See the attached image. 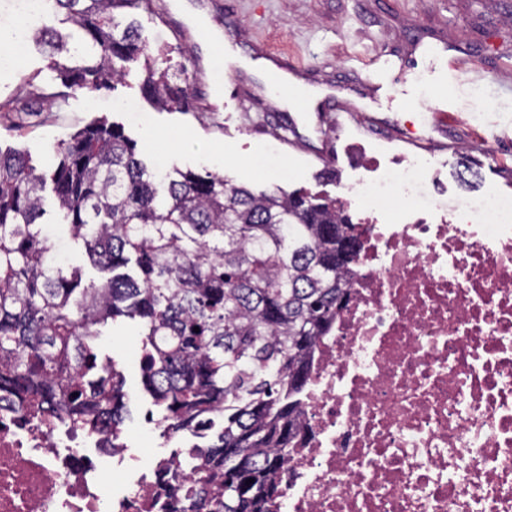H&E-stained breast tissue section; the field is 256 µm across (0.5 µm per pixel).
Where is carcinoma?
<instances>
[{
  "instance_id": "obj_1",
  "label": "carcinoma",
  "mask_w": 512,
  "mask_h": 512,
  "mask_svg": "<svg viewBox=\"0 0 512 512\" xmlns=\"http://www.w3.org/2000/svg\"><path fill=\"white\" fill-rule=\"evenodd\" d=\"M150 4L51 0L48 23L28 37L70 89L113 88L142 58L144 93L188 107L185 67L159 68L132 18ZM60 105L32 91L12 111ZM48 189L95 272L88 280L50 251ZM355 231L334 199L153 169L106 120L59 140L45 168L0 150V407L34 401L90 430L124 421L125 377L99 357L98 339L119 318L136 323L161 419L212 431L168 476L160 512H269L318 342L348 299Z\"/></svg>"
}]
</instances>
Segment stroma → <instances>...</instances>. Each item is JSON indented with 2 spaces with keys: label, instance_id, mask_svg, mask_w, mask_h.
<instances>
[{
  "label": "stroma",
  "instance_id": "obj_1",
  "mask_svg": "<svg viewBox=\"0 0 512 512\" xmlns=\"http://www.w3.org/2000/svg\"><path fill=\"white\" fill-rule=\"evenodd\" d=\"M155 5V13L136 15L143 39L171 64L191 57L205 80V104L187 111L156 107L142 90L145 72L138 63L128 65L116 88H66L33 43L18 66L0 68V105L33 87L64 93L66 102L47 118L0 112V148L28 150L41 167L59 139L104 119L123 125L152 166L221 172L255 191L277 186L332 198L337 185L355 175L359 157L408 156L416 139L425 138L443 170L442 207L489 189L512 191V0H199L210 18L236 22L242 48L263 46L305 72L312 86L350 104V111L324 113L327 133L294 126L287 142L264 126L270 100L262 71L207 60L202 30L171 32L180 20L174 0ZM441 41L460 61L456 76L442 77V59L422 54L423 45ZM389 53L403 55V73L369 83ZM439 108L456 115L444 133L434 126ZM484 143L497 147L496 157L482 154ZM140 347L127 322L108 326L101 339L102 354L125 376L131 411L125 426L137 440L152 406L135 362Z\"/></svg>",
  "mask_w": 512,
  "mask_h": 512
}]
</instances>
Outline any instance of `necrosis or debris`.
<instances>
[{"label": "necrosis or debris", "mask_w": 512, "mask_h": 512, "mask_svg": "<svg viewBox=\"0 0 512 512\" xmlns=\"http://www.w3.org/2000/svg\"><path fill=\"white\" fill-rule=\"evenodd\" d=\"M47 0H18L9 65ZM338 198L365 242L349 301L321 338L270 512H512V193L452 211L424 154L362 162ZM153 420L144 457L38 407L0 410V512H157Z\"/></svg>", "instance_id": "obj_1"}]
</instances>
